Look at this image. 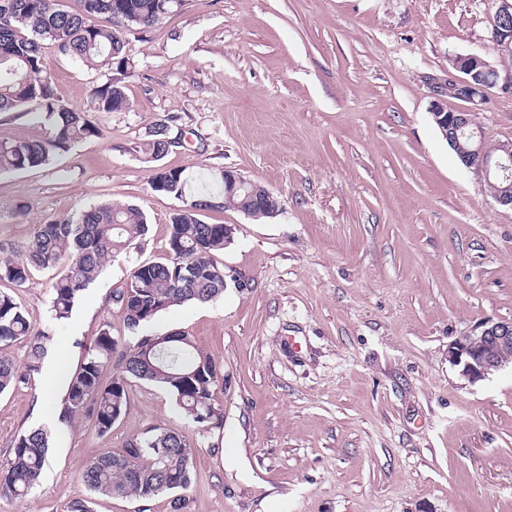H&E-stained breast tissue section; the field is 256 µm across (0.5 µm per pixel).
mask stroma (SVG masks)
<instances>
[{"label": "stroma", "mask_w": 512, "mask_h": 512, "mask_svg": "<svg viewBox=\"0 0 512 512\" xmlns=\"http://www.w3.org/2000/svg\"><path fill=\"white\" fill-rule=\"evenodd\" d=\"M496 0H180L155 26L126 32L124 70L87 68L46 48L63 104L84 107L115 77L128 109L100 112L99 136L38 168L0 173V244L102 201L133 204L148 233L107 262L71 317L49 313L53 274L0 281L51 350L76 367L75 340L179 330L219 362L205 432L168 391L130 383L107 434L40 409L44 375L0 394V463L18 431L50 435L43 484L0 512H66L86 496L91 455L149 427L193 450L189 512H512V365L470 382L448 345L481 321L512 319V211L458 161L430 115L432 86L458 55L496 60ZM487 144L512 141V95L478 112ZM177 145L158 164L135 147L158 125ZM41 112H0V142L42 140ZM190 193L238 170L278 200L233 227L224 294L175 306L132 332L108 304L136 265L162 257L183 198L152 190L155 167Z\"/></svg>", "instance_id": "obj_1"}]
</instances>
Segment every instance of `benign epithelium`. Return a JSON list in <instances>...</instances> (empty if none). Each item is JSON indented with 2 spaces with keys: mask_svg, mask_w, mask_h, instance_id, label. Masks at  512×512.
<instances>
[{
  "mask_svg": "<svg viewBox=\"0 0 512 512\" xmlns=\"http://www.w3.org/2000/svg\"><path fill=\"white\" fill-rule=\"evenodd\" d=\"M491 22L492 41L499 54L512 52V0H497ZM454 71L448 82L434 90L431 115L443 138L451 147L461 139L469 142L463 166L476 173L484 182H499L492 198L500 206L512 210V141L497 146L493 154L485 142L481 126L476 121L477 106L494 93L512 94V71L497 67L479 54L460 55L453 60ZM459 102L451 107L448 100ZM252 180L241 173L224 170L226 191L245 189ZM448 361L459 368L471 382L483 380L507 365H512V321L488 320L475 330L448 345Z\"/></svg>",
  "mask_w": 512,
  "mask_h": 512,
  "instance_id": "1",
  "label": "benign epithelium"
}]
</instances>
